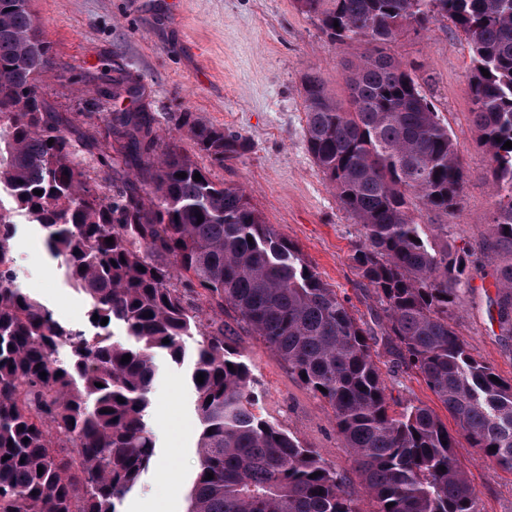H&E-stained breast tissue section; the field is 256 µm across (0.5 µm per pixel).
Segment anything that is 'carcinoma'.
Segmentation results:
<instances>
[{"label":"carcinoma","instance_id":"cac0c4a2","mask_svg":"<svg viewBox=\"0 0 512 512\" xmlns=\"http://www.w3.org/2000/svg\"><path fill=\"white\" fill-rule=\"evenodd\" d=\"M295 3L329 41L373 45L349 68L346 101L332 97L319 73L304 76L302 95L306 150L359 225L352 261L381 305L384 347L423 380L470 447L512 474V381L491 380L493 369L455 329L474 252L435 249L413 216L420 206L459 212L458 147L407 67L384 52L405 28L425 31L439 16L453 19L470 45L472 121L492 156L498 195L482 250L505 254L491 304L502 335L512 336V148H503L512 141V0ZM54 67L31 0H0V512H117L154 462L146 416L155 353L177 362L194 335L203 429L189 512H359L320 453L256 412L249 369L227 348L224 329L200 332L193 295L216 315L233 312L330 407L373 512H481L456 437L436 412L421 404L390 411L374 333L349 300L243 190L215 183L175 142L162 141L147 113H112L117 158L78 131L40 91ZM106 95L134 100L139 91L111 78ZM176 125L219 166L249 149L243 136L189 112ZM94 170L110 180L111 195L99 193ZM19 219L45 232L68 282L90 300L88 317L99 316L97 332L61 324L20 288L11 248ZM114 324L130 342L110 339Z\"/></svg>","mask_w":512,"mask_h":512}]
</instances>
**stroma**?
Instances as JSON below:
<instances>
[{
	"instance_id": "obj_1",
	"label": "stroma",
	"mask_w": 512,
	"mask_h": 512,
	"mask_svg": "<svg viewBox=\"0 0 512 512\" xmlns=\"http://www.w3.org/2000/svg\"><path fill=\"white\" fill-rule=\"evenodd\" d=\"M32 10L56 65L42 84L44 97L60 115L97 138L110 136L106 111L94 105L102 62L118 61L125 79L140 86L135 106L154 117L160 137L174 139L187 153L196 148L173 114L192 113L205 124L241 134L250 143L240 157L211 165L197 162L217 183L245 191L266 223L294 243L322 280L349 298L363 321L379 304L362 284L351 260L358 227L308 154L304 144L302 79L320 73L331 94L345 96L344 75L371 49L360 41L330 43L317 21L294 0H32ZM406 64L457 143L464 169L461 210L442 218L420 208L417 223L448 226L452 247L478 248L488 237L498 200L490 154L477 143L471 122V50L454 22L440 18L428 31L404 30L385 47ZM19 285L47 305L70 327H87L88 303L67 283L42 233L19 223L13 240ZM497 259L484 254L470 268L471 288L455 319L468 352L504 380L512 379V337L501 335L488 316ZM233 329L227 343L249 368L259 411L301 445L318 451L344 477L361 512H372L364 476L351 449L336 431L330 408L314 396L255 336ZM195 340L172 362L157 352L149 422L157 436L155 464L119 504V512H189L199 468L201 424L191 381ZM378 364L392 410L407 403L437 410L449 431L454 419L424 382L404 368H393L387 353ZM457 455L479 496L481 512H512V474L502 472L477 450L459 441ZM166 467L169 479L157 476Z\"/></svg>"
}]
</instances>
